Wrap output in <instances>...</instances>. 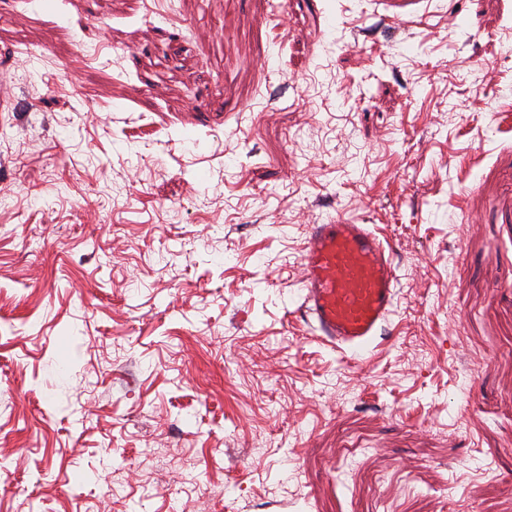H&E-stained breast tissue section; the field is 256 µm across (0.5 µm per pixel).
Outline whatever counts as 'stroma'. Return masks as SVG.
<instances>
[{"instance_id": "obj_1", "label": "stroma", "mask_w": 512, "mask_h": 512, "mask_svg": "<svg viewBox=\"0 0 512 512\" xmlns=\"http://www.w3.org/2000/svg\"><path fill=\"white\" fill-rule=\"evenodd\" d=\"M0 0V512H512V0ZM370 224L368 351L300 311ZM301 257L302 311L322 340L362 351L392 314L393 252L370 224H309Z\"/></svg>"}]
</instances>
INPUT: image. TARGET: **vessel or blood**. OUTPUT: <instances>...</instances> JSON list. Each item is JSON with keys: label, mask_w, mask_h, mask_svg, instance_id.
I'll list each match as a JSON object with an SVG mask.
<instances>
[{"label": "vessel or blood", "mask_w": 512, "mask_h": 512, "mask_svg": "<svg viewBox=\"0 0 512 512\" xmlns=\"http://www.w3.org/2000/svg\"><path fill=\"white\" fill-rule=\"evenodd\" d=\"M302 311L322 340L362 351L388 321L398 276L372 225H310L301 257Z\"/></svg>", "instance_id": "b4317fda"}]
</instances>
